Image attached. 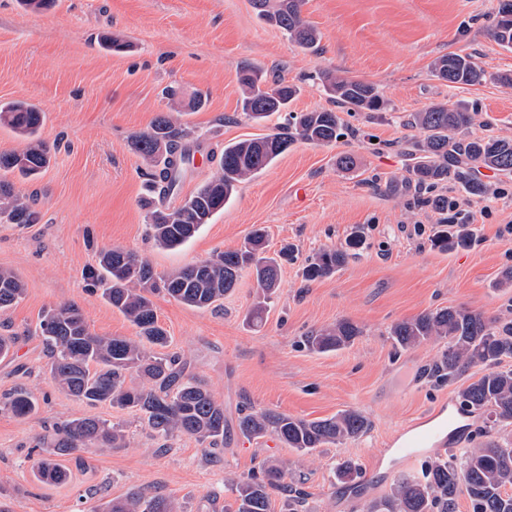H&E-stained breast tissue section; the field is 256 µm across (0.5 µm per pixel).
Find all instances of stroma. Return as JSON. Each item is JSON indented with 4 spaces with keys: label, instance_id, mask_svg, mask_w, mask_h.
<instances>
[{
    "label": "stroma",
    "instance_id": "35a3bbf8",
    "mask_svg": "<svg viewBox=\"0 0 512 512\" xmlns=\"http://www.w3.org/2000/svg\"><path fill=\"white\" fill-rule=\"evenodd\" d=\"M497 4L305 0L304 16L321 36L309 51L261 19L252 0H54L40 11L22 0H0V103L37 106L39 136L53 151L37 179L15 182L40 223H0V268L14 270L25 288L17 304L0 311V335L14 340L10 354L0 357V395L22 388L38 403L26 416L0 408V512H107L112 499L133 490L170 498L182 512H233L229 478L266 458L305 491V512H365L396 478L421 469V462L390 453L393 433L456 401L459 388L483 368L435 381L430 369L444 341L402 350L388 331L396 321L440 307L512 317V288L500 285L512 268V179L482 171L497 188L482 197L453 180L439 186L471 215L475 241L465 249L436 247L440 215L428 205V192L407 179L406 152L423 134L406 120L430 103L458 102L478 112L467 136L512 137V85L497 80L512 72V52L487 33ZM105 36L127 41L128 50L106 49ZM451 52L472 55L486 82L451 87L434 77V59ZM247 64L267 80L296 82L295 112L335 109L320 87L324 71L374 83L387 106L341 112L339 141L295 144L240 184L190 241L177 249L155 247L146 237L148 169L130 150V137L168 111L163 91L175 88L189 131L184 144L196 156L166 200L178 205L211 177L225 144L268 134L281 120L275 114L258 124L242 114L238 71ZM199 97L205 104L197 110ZM343 152L357 156L356 170L337 167ZM256 226L267 230V252L286 243L296 249L295 260L281 268V287L262 323L246 320L256 301L247 271L215 308L190 307L163 293L153 298L171 351L183 355L190 373L224 404L229 427L222 445L209 450L187 436L161 443L134 413L88 405L55 385L47 347L35 332L47 310L74 304L96 333H135L101 286L82 277L102 248L136 250L166 274L238 248ZM356 231L363 242L343 267L331 277L304 280L308 257L344 247ZM339 320L361 329L352 345L326 353L304 346L308 331ZM246 407L305 419L356 409L370 428L302 457L275 438L241 436L235 422ZM92 416L120 426L124 447H92L63 459L71 472L66 483L38 481L33 463L44 455L53 424ZM485 430L499 442L512 440V426L488 429L486 413L477 411L460 417L449 452L475 447ZM345 459L363 472L356 484L334 475Z\"/></svg>",
    "mask_w": 512,
    "mask_h": 512
}]
</instances>
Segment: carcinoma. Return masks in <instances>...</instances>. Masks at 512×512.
<instances>
[{
    "mask_svg": "<svg viewBox=\"0 0 512 512\" xmlns=\"http://www.w3.org/2000/svg\"><path fill=\"white\" fill-rule=\"evenodd\" d=\"M258 15L281 29L288 39L304 49L314 50L319 32L304 19V0H253ZM492 37L512 51V0H499L492 25ZM433 75L448 86L477 85L485 72L469 55L448 53L431 65ZM241 108L248 119L260 122L274 113H285L275 131L263 137L244 139L224 146L217 170L196 192L172 209L147 202L148 236L166 249L187 243L233 197L238 185L266 170L292 145L302 142L328 145L341 137L340 118L330 110L294 114L289 104L299 87L284 81L269 86L259 73L239 71ZM324 91L350 112H380L386 101L374 84L335 74L322 73ZM159 113L149 127L131 137L133 153L153 169L151 191L162 195L178 189L189 151L182 145L188 132L174 112ZM475 113L451 102L431 103L413 112L405 124L424 133L409 151V173L416 184L433 189L452 177L471 195L482 196L488 186L479 177L486 169L512 176V139L507 137L460 140L456 134L473 124ZM43 113L25 102L0 104V124L15 130L24 140L19 150L0 153V216L10 224H36L39 215L26 199L15 192L7 175L38 176L51 160L50 148L38 136ZM474 239L466 224L439 237L443 248L468 247ZM266 231L252 230L240 248L222 251L185 265L166 276H158L138 252L108 247L98 254L97 266L85 276L105 285V298L136 328V338L100 336L90 331L81 310L73 304L49 310L40 321V334L50 354L49 374L69 395L96 406L130 409L140 414L161 438L189 436L212 445L224 441V403L206 386L186 373L176 354H153L150 347L168 346L167 331L159 324L151 296L163 291L174 300L195 308H210L236 288L243 271L250 270L258 288L257 301L248 322H262L267 300L280 288V267L294 259V249L283 246L274 257L265 255ZM349 253L345 249H323L306 260V280L327 278L342 267ZM24 294L16 272L0 268V309L15 304ZM361 330L349 321L312 332L306 347L318 353L351 345ZM394 344L413 348L431 339L448 341V348L435 363L433 376L439 381L461 375L471 365L485 367V373L458 391L465 410H487L495 423H512V370H501L502 358L512 356V319L489 320L462 308L425 311L394 323L389 330ZM4 406L17 416L37 408L24 391L5 397ZM239 433L250 440L268 435L305 455L327 444L356 439L367 432L369 421L354 409L327 418L306 420L271 409L249 411L237 420ZM53 453L72 456L91 445L124 447V433L105 419L84 418L52 428L49 438ZM39 479L62 484L69 471L52 459L36 462ZM512 445L487 441L467 451L462 458L450 455L432 462L422 476H402L391 492L370 502L366 512H455L464 495L471 512H512ZM282 466L264 459L256 471L236 482L235 512H270L271 498L287 491ZM108 512H182L165 497H146L130 492L112 500Z\"/></svg>",
    "mask_w": 512,
    "mask_h": 512,
    "instance_id": "carcinoma-1",
    "label": "carcinoma"
}]
</instances>
